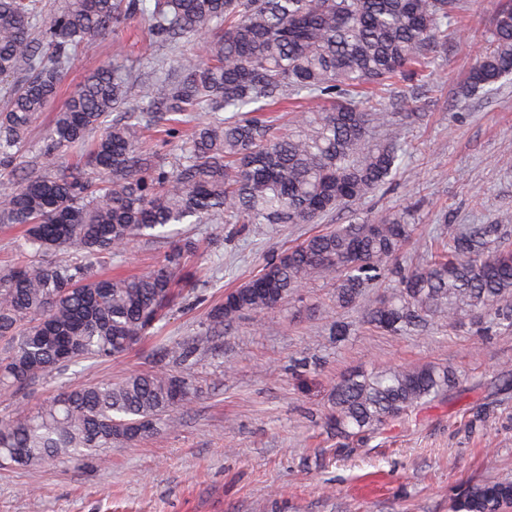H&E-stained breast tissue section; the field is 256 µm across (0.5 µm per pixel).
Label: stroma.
<instances>
[{
    "instance_id": "1",
    "label": "stroma",
    "mask_w": 512,
    "mask_h": 512,
    "mask_svg": "<svg viewBox=\"0 0 512 512\" xmlns=\"http://www.w3.org/2000/svg\"><path fill=\"white\" fill-rule=\"evenodd\" d=\"M508 0H463V36L449 35L421 80L396 81L383 106L415 113L395 134L409 148L405 170L386 188L333 216L378 217L407 210L415 245L400 264L436 254L440 224H496L512 215V81L494 94L463 98L472 64ZM120 51L145 81L175 64L177 52L152 44L144 22L92 39L64 81L74 91ZM199 244L189 266L197 295L178 301L156 337L125 354L68 375L70 385L121 381L150 368L163 346L191 338L209 308L256 274L266 256L318 230L314 224H188ZM332 285L318 282L274 313L245 316L202 353L196 391L181 423L117 445L105 461L56 459L30 467L0 464V512H449L463 487L512 481V336L474 335L469 324L426 336H393L369 327L363 306L342 311ZM355 331L336 343L335 319ZM442 363L460 380L444 401L365 440L341 439L323 421L336 384L354 371ZM60 390L49 376L0 396V422ZM492 403L483 430L470 432L472 408Z\"/></svg>"
}]
</instances>
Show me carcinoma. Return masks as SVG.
Returning a JSON list of instances; mask_svg holds the SVG:
<instances>
[{
  "label": "carcinoma",
  "mask_w": 512,
  "mask_h": 512,
  "mask_svg": "<svg viewBox=\"0 0 512 512\" xmlns=\"http://www.w3.org/2000/svg\"><path fill=\"white\" fill-rule=\"evenodd\" d=\"M460 0H0V228H25L20 255L0 270V391H21L55 372L120 355L142 341L183 295L180 275L197 244L172 241L179 224H315L391 183L405 150L375 142L389 115L361 100L422 66L448 38ZM141 19L152 42L175 47L207 35L202 57L182 55L176 73L142 82L119 66L89 77L55 113L22 168L29 133L79 50L94 36ZM491 48L471 67L466 93L488 92L512 74V6L502 8ZM194 128L175 157L143 146L162 127ZM82 151L66 170L57 159ZM444 224L447 247L425 266L393 257L414 237L410 214L352 218L269 255L261 270L210 307L197 335L163 348V360L118 383L60 391L0 426V458L19 465L107 457L112 446L178 422L194 390L201 351L245 314L272 311L317 281L335 305H357L396 279L366 323L420 335L468 317L481 333L512 335L508 222ZM168 245L149 272L122 277L98 267L134 243ZM182 366L170 372L164 360ZM447 366L389 365L345 377L325 426L340 436L376 434L407 412L447 396ZM494 412L478 406L477 431ZM511 482L456 494L453 512H505Z\"/></svg>",
  "instance_id": "obj_1"
}]
</instances>
